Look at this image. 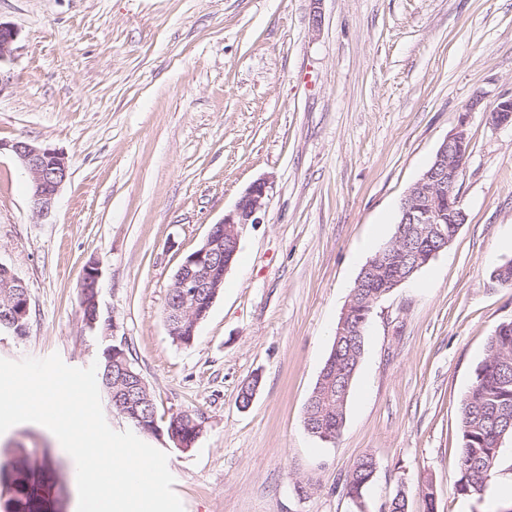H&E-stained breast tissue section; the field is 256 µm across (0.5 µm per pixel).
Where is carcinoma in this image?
I'll return each mask as SVG.
<instances>
[{"mask_svg": "<svg viewBox=\"0 0 512 512\" xmlns=\"http://www.w3.org/2000/svg\"><path fill=\"white\" fill-rule=\"evenodd\" d=\"M430 247L428 236L411 235L398 246V260L381 264L369 287L350 300L348 335L334 336L328 357L309 397L304 427L312 436L327 443L335 442L342 434L347 400L362 355L365 336L358 330L366 328L372 315L373 299L384 294L405 274V262L413 251L423 252ZM14 273L0 266V305L6 296L18 300L28 293L26 288L5 289L13 281ZM208 304L198 305L191 318L173 325L169 334L173 341L189 346L196 337L195 321L208 315ZM119 372L103 366L101 382L112 410L123 415L140 430L156 422V403L152 393L137 386L133 376L127 377L129 392L117 385ZM167 428L174 429L181 447H193L199 433L190 422L179 415L170 418ZM461 460L455 491L467 495L483 490L497 475L499 449L497 439H512V321L500 323L487 339L486 356L475 370L474 380L462 400ZM43 465L27 458L18 448L15 456L0 463V481L12 495L7 500L6 512H49L53 487L43 485L38 472ZM375 462L372 457L358 459L346 475L343 491L355 503L365 504V492L370 485Z\"/></svg>", "mask_w": 512, "mask_h": 512, "instance_id": "cac0c4a2", "label": "carcinoma"}]
</instances>
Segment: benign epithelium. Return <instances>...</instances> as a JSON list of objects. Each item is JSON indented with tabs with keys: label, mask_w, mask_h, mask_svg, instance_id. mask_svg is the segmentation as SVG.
Segmentation results:
<instances>
[{
	"label": "benign epithelium",
	"mask_w": 512,
	"mask_h": 512,
	"mask_svg": "<svg viewBox=\"0 0 512 512\" xmlns=\"http://www.w3.org/2000/svg\"><path fill=\"white\" fill-rule=\"evenodd\" d=\"M17 37V30L13 26L0 22V65L11 61ZM498 104L499 107L494 110H485L486 121L495 126L512 125V113L506 111L507 106H512V97L501 98ZM481 105L482 99L476 97L459 112L456 125L435 153L433 167L411 186L401 203L402 223L406 224L407 231H412L417 224L428 225L429 236L436 241L431 253L433 257L447 248L456 237V233L448 232V229L437 223L434 200L439 196L453 197L464 177L467 127ZM2 150L9 151L29 174L33 207L41 215L49 214L60 188L70 177V167L65 154L27 139H16L9 143L0 141V151ZM268 196V180L260 178L252 182L234 207L225 212L222 219L216 223L218 237L224 239V271L231 269L232 258L239 249V227L261 223V215L267 208ZM214 237L208 235L211 242L196 252L175 278L174 287L178 288L181 299L176 301L171 311V320H180L182 316L191 312L190 305L202 301L209 293V289H217L224 282V279L218 277L211 263L212 248L216 246V243L212 242ZM404 239V232H398L393 243L380 252L377 260L369 262L364 267L356 288L366 287L369 274L382 261L392 260L398 245ZM99 277L97 263L89 262L83 272V294L97 295Z\"/></svg>",
	"instance_id": "obj_1"
}]
</instances>
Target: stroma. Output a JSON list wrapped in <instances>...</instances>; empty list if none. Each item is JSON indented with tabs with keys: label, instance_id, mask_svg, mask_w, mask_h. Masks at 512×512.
Returning <instances> with one entry per match:
<instances>
[{
	"label": "stroma",
	"instance_id": "1",
	"mask_svg": "<svg viewBox=\"0 0 512 512\" xmlns=\"http://www.w3.org/2000/svg\"><path fill=\"white\" fill-rule=\"evenodd\" d=\"M18 31L0 71V140L63 152L71 176L49 216L0 154V265L30 298L26 335L0 358L59 354L85 368L124 348L151 391L184 512H357L352 464L377 463L368 512H512V440L497 482L455 483L461 404L488 336L512 319V126L475 113L454 241L375 307L336 443L303 424L356 278L392 239L401 202L474 96L512 97V0H0ZM262 223L193 345L174 343L167 292L183 258L255 180ZM97 262L98 320L82 275ZM248 407L238 392L253 376ZM188 413L193 448L162 427ZM49 460L61 512H77L66 451L35 423L0 434Z\"/></svg>",
	"mask_w": 512,
	"mask_h": 512
}]
</instances>
